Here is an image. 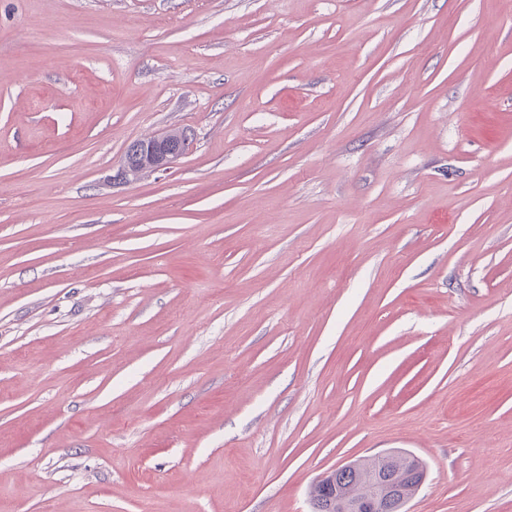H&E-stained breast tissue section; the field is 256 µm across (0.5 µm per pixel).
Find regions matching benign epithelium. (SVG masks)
Segmentation results:
<instances>
[{
    "label": "benign epithelium",
    "instance_id": "1",
    "mask_svg": "<svg viewBox=\"0 0 512 512\" xmlns=\"http://www.w3.org/2000/svg\"><path fill=\"white\" fill-rule=\"evenodd\" d=\"M191 139L187 129H172L163 135L135 142L129 155L112 176L114 181L130 183L140 179L146 173L167 171L183 156L182 146ZM379 466L366 469L362 461L357 460L340 466L342 470L353 469L363 474L369 485V493L354 496L346 487L336 485V470L322 474L316 484L327 483L332 490V499L336 505V512H384L389 499L380 493V488L397 484L396 475L386 468V464L393 462V458L386 454L372 457Z\"/></svg>",
    "mask_w": 512,
    "mask_h": 512
}]
</instances>
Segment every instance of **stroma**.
Instances as JSON below:
<instances>
[{
  "label": "stroma",
  "instance_id": "stroma-1",
  "mask_svg": "<svg viewBox=\"0 0 512 512\" xmlns=\"http://www.w3.org/2000/svg\"><path fill=\"white\" fill-rule=\"evenodd\" d=\"M389 451L512 512V0H0V512H311ZM191 139L187 129H172L163 135L135 142L129 156L114 175L115 181L130 183L146 173L167 171L183 156L182 146Z\"/></svg>",
  "mask_w": 512,
  "mask_h": 512
}]
</instances>
